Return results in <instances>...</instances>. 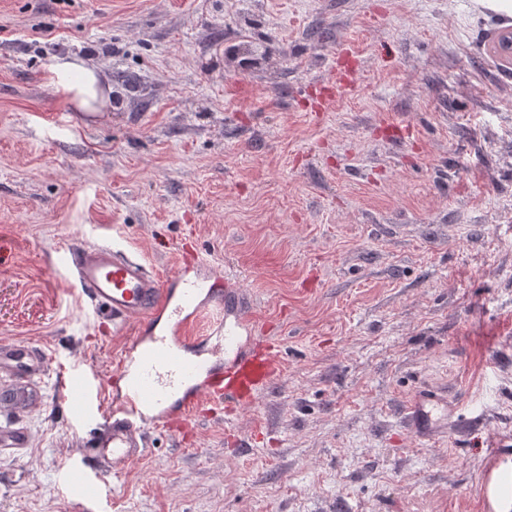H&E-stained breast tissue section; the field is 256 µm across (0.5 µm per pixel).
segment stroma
Here are the masks:
<instances>
[{
	"instance_id": "obj_1",
	"label": "stroma",
	"mask_w": 512,
	"mask_h": 512,
	"mask_svg": "<svg viewBox=\"0 0 512 512\" xmlns=\"http://www.w3.org/2000/svg\"><path fill=\"white\" fill-rule=\"evenodd\" d=\"M512 0H0V345L46 353L0 427V512H512ZM117 99L76 111L54 57ZM117 243L227 270L283 371L232 417L99 482L108 381L137 320L64 280ZM432 390L448 423L403 413ZM406 418L411 430L429 436L448 420L447 405L430 391H420L409 402Z\"/></svg>"
}]
</instances>
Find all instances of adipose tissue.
<instances>
[{
  "instance_id": "1",
  "label": "adipose tissue",
  "mask_w": 512,
  "mask_h": 512,
  "mask_svg": "<svg viewBox=\"0 0 512 512\" xmlns=\"http://www.w3.org/2000/svg\"><path fill=\"white\" fill-rule=\"evenodd\" d=\"M49 84L66 103L83 112H96L110 100L111 87L101 83L96 68L74 56H62L49 65Z\"/></svg>"
}]
</instances>
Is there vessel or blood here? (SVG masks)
Returning a JSON list of instances; mask_svg holds the SVG:
<instances>
[{"label": "vessel or blood", "mask_w": 512, "mask_h": 512, "mask_svg": "<svg viewBox=\"0 0 512 512\" xmlns=\"http://www.w3.org/2000/svg\"><path fill=\"white\" fill-rule=\"evenodd\" d=\"M61 267L92 306L107 308L116 321L140 320L120 366L127 384L108 392L109 405H102L105 392L92 375L71 374L61 382L80 394L82 414L102 422L89 445L105 475H121L144 455L149 429L180 430L206 400L252 404L280 372L279 357L257 341L258 326L241 309L231 278L215 275L202 259L181 262L177 276L166 281L108 245L87 254L65 249ZM211 313L218 320L209 335L191 337L192 327ZM46 369V358L30 345L0 346V372L23 381L15 405L32 400L28 382ZM406 418L411 430L427 436L447 421L448 410L436 395L421 391Z\"/></svg>", "instance_id": "vessel-or-blood-1"}]
</instances>
